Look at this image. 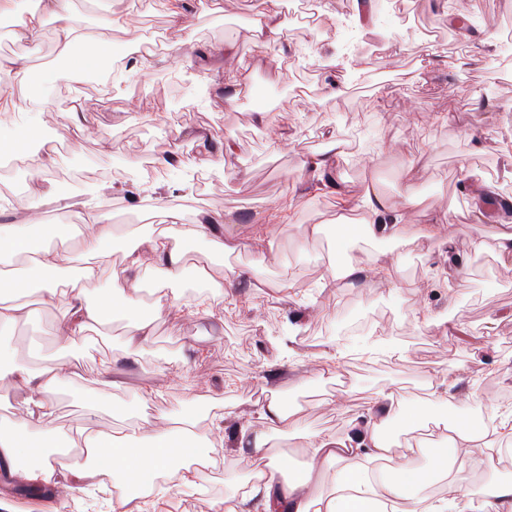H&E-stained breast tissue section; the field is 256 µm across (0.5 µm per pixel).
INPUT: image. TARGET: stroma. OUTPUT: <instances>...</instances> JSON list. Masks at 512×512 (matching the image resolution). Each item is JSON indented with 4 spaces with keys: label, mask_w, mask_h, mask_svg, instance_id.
<instances>
[{
    "label": "stroma",
    "mask_w": 512,
    "mask_h": 512,
    "mask_svg": "<svg viewBox=\"0 0 512 512\" xmlns=\"http://www.w3.org/2000/svg\"><path fill=\"white\" fill-rule=\"evenodd\" d=\"M317 2L327 34L310 37L308 26L284 10L287 43L250 51L246 45L267 0H183L190 23L185 30L153 0H73L74 21L86 31H94L107 11L125 19L112 33L111 58L127 82L116 92L84 79L45 83L41 92L50 106L36 123L44 135H62L56 163L41 173L33 156L0 174V225L12 223L32 176L41 173L53 195L42 214L65 227L75 224L57 202L66 196L93 202L115 220L111 263L120 266L151 228L146 197L158 182L147 168L175 154L193 177L182 182L167 176L178 190L163 197V205L179 209L187 224L205 213L221 216L225 235L240 243L231 256L205 240L187 243L193 266L173 285L181 306L164 311L151 341L114 365L106 395L98 393V351L123 348V318L100 330L99 344L83 341L67 352L54 334L52 310L34 314L25 335L0 332L16 363L35 367L62 352L75 372L57 391L48 432L85 417L105 430L146 417L198 418L215 467L199 484L177 480L168 497L146 496L147 512H213L214 502L246 480L244 450L229 433L250 429L268 387L289 406L309 408L300 430L336 436L373 417L380 390L423 400L422 385L446 376L458 381L456 398L467 419L512 415V267L493 244L512 232V223H500L498 203L478 208L471 197L480 182L512 194V41L503 36L512 30V0H408L412 23L383 0H370L364 16L356 0ZM157 36L163 51H141ZM182 39L196 52L177 60L168 47ZM328 56L343 60V93L330 92L316 63ZM363 57L381 88L362 85L351 62ZM174 69L181 83L166 87L164 78ZM296 71L315 76L310 93L294 92ZM78 98L85 106L79 124L63 129ZM258 111L265 112V123L256 122ZM331 132L345 154L332 176L350 196L375 183L391 204L403 206L404 167L417 159L420 209L448 208L450 224L427 239L408 214L395 240L338 247L336 217L344 198L299 183L301 160L326 154ZM228 140L235 150L227 156L222 148ZM478 141L485 146L479 154L473 151ZM115 181L123 192L109 191ZM312 224L322 227L314 240L305 236ZM261 230L269 245L260 260L249 244ZM477 238L483 250L473 249ZM445 240L461 271L441 262ZM351 254L398 266L399 286L372 280L337 286L333 268ZM231 261L246 272L234 301L219 296L212 314L196 313L195 267H206L220 284ZM368 334L391 338L398 354L353 353L336 374L323 370L324 349ZM89 401L96 404L91 413ZM42 489L41 498L31 500L22 477L0 478V503L7 512H74L75 496H60L51 482Z\"/></svg>",
    "instance_id": "35a3bbf8"
}]
</instances>
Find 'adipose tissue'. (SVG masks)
<instances>
[{"mask_svg": "<svg viewBox=\"0 0 512 512\" xmlns=\"http://www.w3.org/2000/svg\"><path fill=\"white\" fill-rule=\"evenodd\" d=\"M39 11L17 6L16 0H0V11L14 18L13 37L30 47L41 42L45 21H52L56 42L70 70L83 71L99 64L111 48L112 31L124 24L123 18L105 20L101 32L92 35L77 27L72 17V0H39ZM0 112L15 117L44 111L47 102L39 93L47 72H35L29 56L19 55L0 61ZM47 198L40 182H32L22 204V212L14 223L0 225V259L28 256L23 276L0 279V329L25 324L31 310L24 297L37 290L41 304L57 309L61 317L58 335L68 341L83 339L98 325L112 321L117 309H124L127 318L124 334L127 344L136 347L151 336L152 317L139 313L141 270L151 266L158 276L160 293L155 314L176 306L180 297L167 294L169 283L181 279L185 269L183 242L187 239L206 240L215 249L231 253L233 240L218 235L214 217L202 216L196 223H183L180 213L168 207H156L158 223L127 255L124 266L112 273V287L99 298L88 296V287L99 281L100 269L109 262L108 243L111 230L107 213L93 210L83 203L79 218L85 229L87 260L76 265L77 255L67 248L38 245L29 216L39 211ZM365 214L358 232L363 239L381 241L396 238L401 213L391 208L376 185H368L353 203ZM15 385L28 390L25 411L20 416L0 423V466L20 472L34 485L47 482L55 467L51 456L36 454L32 437L46 422L54 418L57 405L55 392L62 382L71 379L67 361L47 359L37 370L17 366L6 371ZM377 419L355 424L352 433L336 438L320 432L301 434L304 447L310 448L308 470L303 478L282 480L288 460L277 449L274 433L293 434L306 409H287L274 389H267L256 426L249 431L247 441L252 451L244 459V468L251 477L245 490L224 499V512H251L252 504H262L264 512H512V481L496 484L483 498L472 495L468 485L455 475L446 480L440 507L414 510L407 502L410 488L423 484L427 472L418 460L421 449L406 442L401 464L388 478L375 475L374 466L390 457L395 444L385 433L393 421H401L404 430H414L421 422L432 426L435 437L448 442L451 461L467 466L472 459L493 463L502 454L503 443L512 442V420L504 419L491 428L468 425L441 414H426L419 409H402L395 391H380L376 395ZM196 420L189 415L177 419L161 416L143 425L146 447L129 445L122 438L105 430H97L82 421L69 426L65 440L71 448H104L107 457L92 456L68 468L66 492L111 471L117 485H124L129 470H139L145 480H152L161 471L174 470L182 484L195 485L203 481V466L209 460L207 445L196 440ZM193 442L187 458L171 455V448L184 439ZM327 477L331 489L314 492L320 477Z\"/></svg>", "mask_w": 512, "mask_h": 512, "instance_id": "adipose-tissue-1", "label": "adipose tissue"}]
</instances>
